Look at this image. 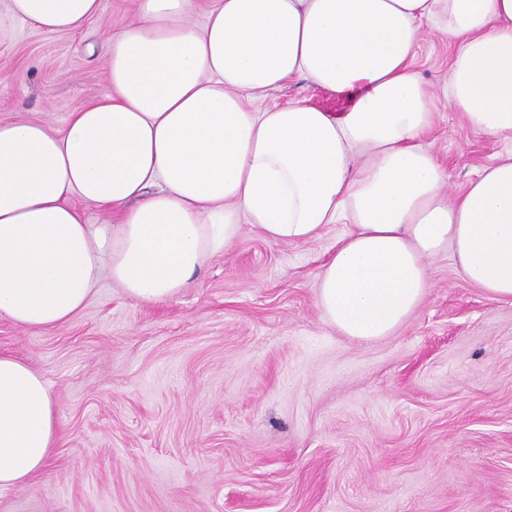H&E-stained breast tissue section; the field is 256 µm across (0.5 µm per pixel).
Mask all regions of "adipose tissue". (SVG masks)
Returning <instances> with one entry per match:
<instances>
[{
  "mask_svg": "<svg viewBox=\"0 0 512 512\" xmlns=\"http://www.w3.org/2000/svg\"><path fill=\"white\" fill-rule=\"evenodd\" d=\"M136 0L102 43L110 90L63 130L0 122V321L61 326L101 274L144 303L176 298L248 223L275 242L348 231L315 277L338 332L393 335L450 252L459 274L512 301V154L465 190L422 144L436 92L412 60L425 23L453 50L448 104L480 135L512 140V0ZM100 0H0V48L19 23L85 27ZM298 77L350 94L256 109ZM87 203L108 213L89 223ZM60 439L42 374L0 351V491L32 483Z\"/></svg>",
  "mask_w": 512,
  "mask_h": 512,
  "instance_id": "1",
  "label": "adipose tissue"
}]
</instances>
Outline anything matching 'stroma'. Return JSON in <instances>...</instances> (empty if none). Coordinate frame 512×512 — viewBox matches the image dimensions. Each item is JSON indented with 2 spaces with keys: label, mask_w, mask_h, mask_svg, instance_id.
<instances>
[{
  "label": "stroma",
  "mask_w": 512,
  "mask_h": 512,
  "mask_svg": "<svg viewBox=\"0 0 512 512\" xmlns=\"http://www.w3.org/2000/svg\"><path fill=\"white\" fill-rule=\"evenodd\" d=\"M133 9L100 0L67 34L19 25L0 51V120L57 131L103 97L100 44ZM450 56L433 32L415 65L440 92L423 144L456 192L512 141L449 106ZM295 100L346 107L302 79L256 102ZM346 230L288 244L245 223L173 300L140 303L104 277L65 325L1 321L0 350L46 379L61 440L34 483L0 493V512H512V301L445 253L394 335L341 336L313 284Z\"/></svg>",
  "instance_id": "obj_1"
}]
</instances>
